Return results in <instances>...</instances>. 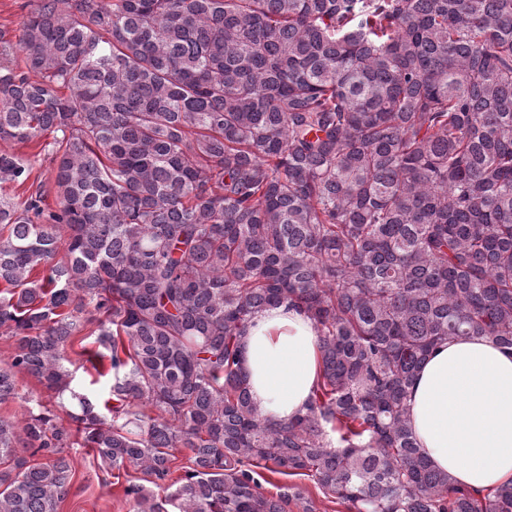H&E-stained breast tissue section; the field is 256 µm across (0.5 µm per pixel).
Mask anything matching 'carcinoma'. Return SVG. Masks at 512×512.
I'll return each mask as SVG.
<instances>
[{
  "instance_id": "carcinoma-1",
  "label": "carcinoma",
  "mask_w": 512,
  "mask_h": 512,
  "mask_svg": "<svg viewBox=\"0 0 512 512\" xmlns=\"http://www.w3.org/2000/svg\"><path fill=\"white\" fill-rule=\"evenodd\" d=\"M0 141L37 142L60 198L0 200V403L35 377L143 475L136 512H314L258 468L354 512H512V481L419 455L407 403L439 342L512 349V0H35L0 32ZM29 175L0 150V182ZM284 302L322 369L272 422L238 338ZM93 321L109 418L66 367ZM70 444L39 400L0 419V512H57ZM260 474L261 491L266 494L286 493L288 488L298 486L305 491V495L314 503L315 512H351L347 504L333 497H325L319 488L308 477L283 476L272 474L263 469H256Z\"/></svg>"
}]
</instances>
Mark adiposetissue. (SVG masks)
Segmentation results:
<instances>
[{"label":"adipose tissue","mask_w":512,"mask_h":512,"mask_svg":"<svg viewBox=\"0 0 512 512\" xmlns=\"http://www.w3.org/2000/svg\"><path fill=\"white\" fill-rule=\"evenodd\" d=\"M240 372L261 418L304 413L320 380L317 331L279 305L255 314L240 338ZM420 455L462 487L487 492L512 480V350L494 338L444 341L426 357L408 393Z\"/></svg>","instance_id":"obj_1"}]
</instances>
